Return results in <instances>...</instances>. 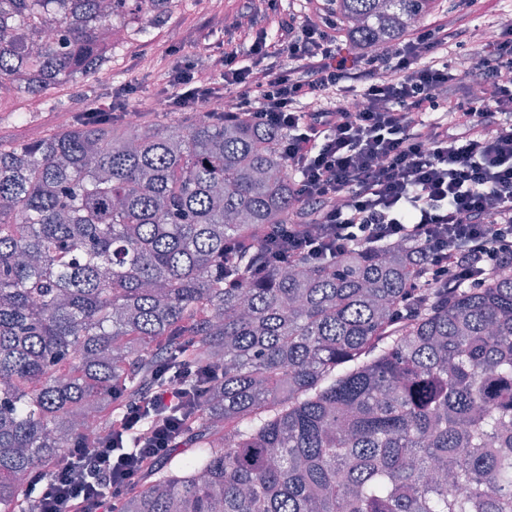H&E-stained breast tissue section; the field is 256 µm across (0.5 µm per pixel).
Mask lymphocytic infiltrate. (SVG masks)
Segmentation results:
<instances>
[{
  "instance_id": "obj_1",
  "label": "lymphocytic infiltrate",
  "mask_w": 512,
  "mask_h": 512,
  "mask_svg": "<svg viewBox=\"0 0 512 512\" xmlns=\"http://www.w3.org/2000/svg\"><path fill=\"white\" fill-rule=\"evenodd\" d=\"M476 2L414 25L351 72L336 64L331 15L289 11L273 44L266 25L281 0H239L247 23L234 44L168 71L167 111L218 102L225 119L283 134L297 206L268 234L252 275L298 255L395 243L417 248L411 274L433 288L482 285L512 266V26L487 19L494 39L474 41ZM213 375L195 359L172 362L161 345L139 396L113 394L118 415L28 484V512H116L184 445L202 415L190 384Z\"/></svg>"
}]
</instances>
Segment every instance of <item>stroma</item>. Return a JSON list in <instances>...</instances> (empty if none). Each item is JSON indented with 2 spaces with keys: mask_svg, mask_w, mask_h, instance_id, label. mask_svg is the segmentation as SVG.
Returning <instances> with one entry per match:
<instances>
[{
  "mask_svg": "<svg viewBox=\"0 0 512 512\" xmlns=\"http://www.w3.org/2000/svg\"><path fill=\"white\" fill-rule=\"evenodd\" d=\"M236 0H172L161 21L144 36L120 26V42L111 60L97 73L49 89L30 99L0 98V141L33 142L63 131L64 121H76L85 102L111 104L121 96L124 111L143 119L161 116L167 93L166 75L182 56L206 61L230 39L214 15H230Z\"/></svg>",
  "mask_w": 512,
  "mask_h": 512,
  "instance_id": "stroma-1",
  "label": "stroma"
}]
</instances>
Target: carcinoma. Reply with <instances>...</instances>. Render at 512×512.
Masks as SVG:
<instances>
[{"label":"carcinoma","instance_id":"1","mask_svg":"<svg viewBox=\"0 0 512 512\" xmlns=\"http://www.w3.org/2000/svg\"><path fill=\"white\" fill-rule=\"evenodd\" d=\"M0 0V82L34 97L98 71L112 20L171 0ZM436 0H333L357 53ZM281 131L210 113L107 112L0 146V512L64 460L156 340L224 378L119 512H512V266L407 288L409 248L300 257L250 277L295 207Z\"/></svg>","mask_w":512,"mask_h":512}]
</instances>
